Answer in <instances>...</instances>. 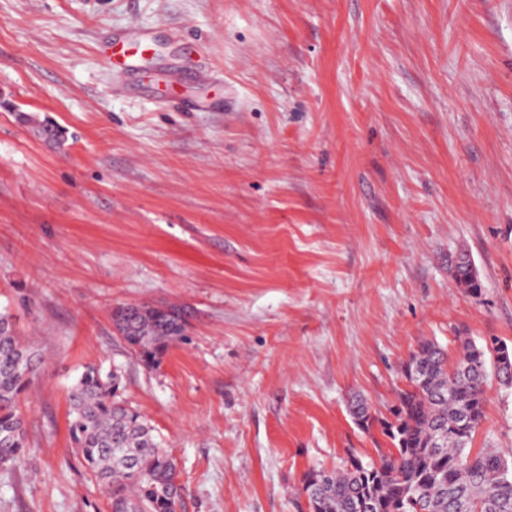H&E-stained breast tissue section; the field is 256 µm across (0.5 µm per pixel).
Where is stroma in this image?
<instances>
[{"mask_svg": "<svg viewBox=\"0 0 512 512\" xmlns=\"http://www.w3.org/2000/svg\"><path fill=\"white\" fill-rule=\"evenodd\" d=\"M0 96V308L42 358L0 512H110L67 430L88 364L178 512H309L305 473L388 453L421 340L512 347V0H0ZM123 304L186 340L146 367ZM485 413L472 450L512 452V387ZM473 271L475 272L468 254L466 255V259L450 263L451 276L455 280L456 284L460 288H465L466 290L476 293L480 291L481 286L477 277L473 280L471 279ZM189 318L177 306L119 305L112 310L116 331L148 367L158 364L171 344L184 339Z\"/></svg>", "mask_w": 512, "mask_h": 512, "instance_id": "obj_1", "label": "stroma"}]
</instances>
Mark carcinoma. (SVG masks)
<instances>
[{
	"label": "carcinoma",
	"instance_id": "carcinoma-1",
	"mask_svg": "<svg viewBox=\"0 0 512 512\" xmlns=\"http://www.w3.org/2000/svg\"><path fill=\"white\" fill-rule=\"evenodd\" d=\"M466 258L450 263L456 284L473 293L478 279ZM187 311L177 306L119 305L116 331L152 367L167 348L187 335ZM502 344L460 339L459 353L424 340L403 366L407 387L391 420H379L367 405L353 407L357 424L380 423L393 445L377 464L358 460L340 471L312 470L303 490L310 512H512V456L495 448L471 450L485 417V386L493 373L512 386V349L493 357ZM41 359L18 336L12 316L0 311V461L26 455L27 438L19 398L38 376ZM114 372L88 365L69 393V437L83 467L101 482L111 512H177L184 487L176 464L145 417L121 398Z\"/></svg>",
	"mask_w": 512,
	"mask_h": 512
}]
</instances>
